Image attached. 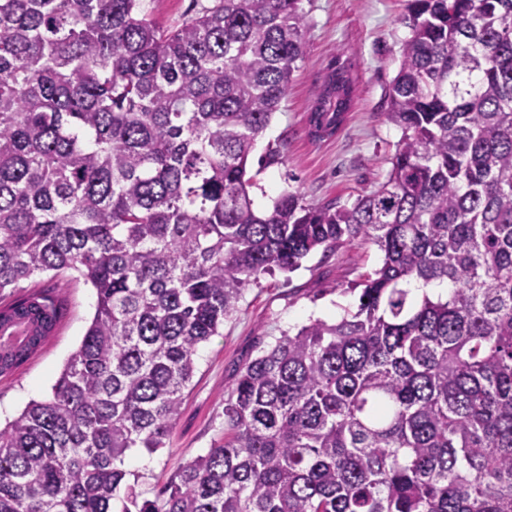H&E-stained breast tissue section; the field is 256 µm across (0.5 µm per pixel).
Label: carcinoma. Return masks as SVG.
<instances>
[{
    "mask_svg": "<svg viewBox=\"0 0 512 512\" xmlns=\"http://www.w3.org/2000/svg\"><path fill=\"white\" fill-rule=\"evenodd\" d=\"M302 2L211 0L168 31L143 0H0V293L75 272L97 295L52 397L0 426V512H512V0H409L386 180L259 211L248 160L306 54ZM351 94L340 64L316 137ZM365 244L356 310L246 362L224 438L143 498L129 452L170 443L247 287ZM58 317L46 295L0 311V374Z\"/></svg>",
    "mask_w": 512,
    "mask_h": 512,
    "instance_id": "cac0c4a2",
    "label": "carcinoma"
}]
</instances>
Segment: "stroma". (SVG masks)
I'll return each instance as SVG.
<instances>
[{
	"label": "stroma",
	"mask_w": 512,
	"mask_h": 512,
	"mask_svg": "<svg viewBox=\"0 0 512 512\" xmlns=\"http://www.w3.org/2000/svg\"><path fill=\"white\" fill-rule=\"evenodd\" d=\"M209 2L144 0V9L158 26L170 29ZM406 4L407 0H304L306 55L293 74L282 110L259 137L248 166L257 209L270 208L286 190L299 192L310 205L350 203L384 181L401 136L386 113L388 88L409 34ZM338 47L350 67L352 102L339 132L317 140L309 133L308 117ZM381 263L375 246L348 247L327 259L313 254L294 272L278 271L251 284L219 335L198 348L195 376L184 392L170 447L145 455L143 462H128V469L142 477L144 497L155 498L183 464L206 454L223 436L224 400L247 359L310 320L333 322L345 310L355 309L359 293L350 290V283ZM47 289L62 298L64 316L35 357L0 375L1 422L16 416L29 401L49 397L94 313V288L73 273L62 278L35 276L16 291L1 294L0 308Z\"/></svg>",
	"instance_id": "35a3bbf8"
}]
</instances>
